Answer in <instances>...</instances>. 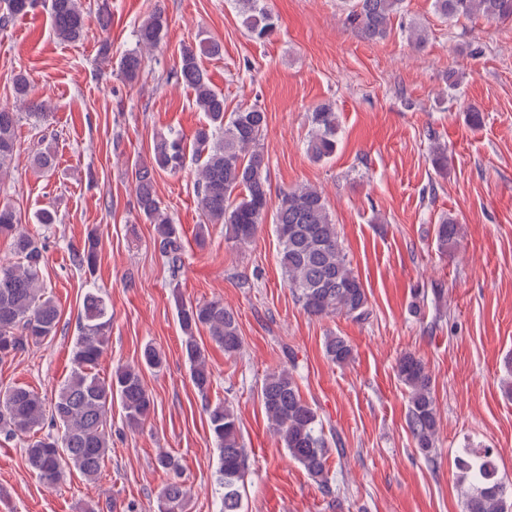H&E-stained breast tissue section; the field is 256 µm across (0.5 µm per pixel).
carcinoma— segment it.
Masks as SVG:
<instances>
[{
	"label": "carcinoma",
	"instance_id": "obj_1",
	"mask_svg": "<svg viewBox=\"0 0 512 512\" xmlns=\"http://www.w3.org/2000/svg\"><path fill=\"white\" fill-rule=\"evenodd\" d=\"M37 0H0V23L27 14ZM242 23L250 37L263 41L277 28V19L261 0H236ZM403 0H355L345 21L361 38L373 41L385 37L401 13ZM434 9L451 20L482 17L487 21L512 19V0H434ZM54 30L63 41L83 36L88 16L81 0H51ZM169 21L158 9L136 30L139 49L122 55L117 69L125 80H136L143 67V52L158 49L165 41ZM222 46L202 40L184 49L172 72L176 81L194 92L195 106L206 116L193 136L192 157L197 164V204L204 217L198 235L205 237L211 224L225 226L227 240L236 245L252 243L267 216H272L279 243V264L288 288L310 316L345 315L364 319L368 315V294L352 269L338 238L323 193L311 185L291 187L280 193L275 210H270L269 161L260 147L266 127V113L256 106L240 107L228 114L224 95L211 85L202 58L220 55ZM15 97L36 122L48 118L45 103L31 97L30 83L21 72L12 78ZM17 113L0 108V180L8 175L19 151L16 137ZM311 130L306 152L311 160L331 158L338 145V115L329 103L316 106L310 116ZM431 161L442 175L448 170V147L432 139ZM186 162L183 139L169 133L156 138L151 157L137 161L131 179L138 212L154 225L155 245L166 259L171 276L184 267L183 244L177 225L161 206L154 189L155 174L175 172ZM434 240L441 253L453 251L460 227L450 216L434 225ZM0 235L11 239L18 264H0V362L14 357L28 346L52 337L60 311L41 281L46 247L22 227L21 217L9 204L0 205ZM99 239L89 233L83 245L72 252V265L90 274L98 262ZM183 333L182 349L189 364L191 381L206 399L211 372L197 340L205 329L211 339L233 356L242 346L238 320L221 300L186 305L178 303ZM112 324V307L94 288L88 289L78 316V336L72 352V370L51 403L23 386L0 392V431L8 437L27 438L25 458L29 469L47 487L56 485L66 468L78 471L86 480L99 479L110 451L106 432L112 402L119 401L127 424L137 427L148 417L153 399L143 382V369L162 365L160 353L151 345L144 348L141 364L118 366L105 379L97 366L105 353ZM326 356L343 365L352 358V348L340 336H329ZM398 379L407 388L409 405L406 426L415 447L427 461L436 455L438 412L432 377L424 361L412 353L396 362ZM261 403L273 433L293 459L302 465L321 494L334 497L328 459L332 445L322 421L302 399L297 382L286 369L268 372L260 390ZM210 433L220 452L217 484L222 490L221 512H241V489L247 475L245 449L240 425L232 406L208 401L204 404ZM156 468L165 476L158 492L163 512H186L189 490L182 480L177 457L161 451ZM456 467L468 480L464 512H512V490L498 477L493 449L467 451L457 458Z\"/></svg>",
	"mask_w": 512,
	"mask_h": 512
}]
</instances>
